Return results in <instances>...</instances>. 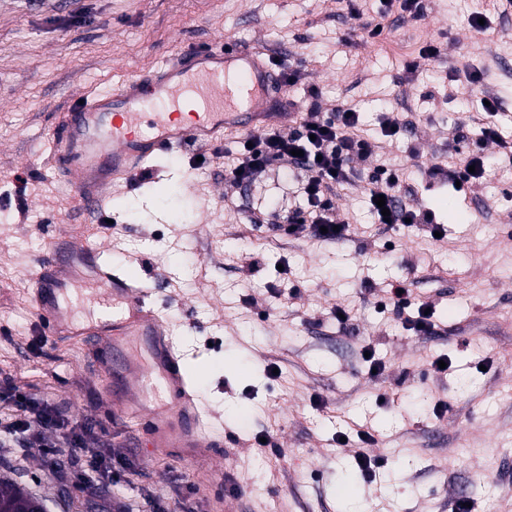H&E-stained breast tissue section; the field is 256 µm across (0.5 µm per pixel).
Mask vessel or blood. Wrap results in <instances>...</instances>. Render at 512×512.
I'll return each instance as SVG.
<instances>
[{
  "instance_id": "obj_1",
  "label": "vessel or blood",
  "mask_w": 512,
  "mask_h": 512,
  "mask_svg": "<svg viewBox=\"0 0 512 512\" xmlns=\"http://www.w3.org/2000/svg\"><path fill=\"white\" fill-rule=\"evenodd\" d=\"M278 77L261 49L195 47L155 69L136 72L104 94L72 101L46 134L45 164L73 190L76 208L99 213L108 189L132 181L156 157L219 148L226 127L255 133L286 122L276 109ZM83 268L99 312L77 325L63 305ZM31 312L48 336L89 346L110 378L125 417L149 425L152 447L193 458L221 452L223 442L200 406L185 356L143 277L112 268L104 247L73 235L55 237L31 273ZM143 338L152 367L136 372L118 337Z\"/></svg>"
}]
</instances>
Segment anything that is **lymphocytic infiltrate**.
Wrapping results in <instances>:
<instances>
[{
	"mask_svg": "<svg viewBox=\"0 0 512 512\" xmlns=\"http://www.w3.org/2000/svg\"><path fill=\"white\" fill-rule=\"evenodd\" d=\"M295 112L292 124L285 129L267 130L236 140L237 152L233 166L225 171L226 179L236 184L251 183L264 173L292 169L299 185L303 203L288 214L254 217V224H268L286 236H310L329 241L346 238L351 224L333 204L336 191L351 182L354 159L372 155L374 145L362 133L361 115L351 112L347 103L329 109L314 101L305 105L289 102ZM488 161L481 151L453 149L445 161L428 171L433 180L447 178L459 182L461 191L478 193L485 184ZM370 201L384 199L390 211L389 221L401 224L431 223L429 213L416 209L400 169L379 167L367 187ZM15 413L0 418V439L46 443L50 434H58V447L75 452H88L87 424L69 421L66 415L51 406L36 403L23 394H16Z\"/></svg>",
	"mask_w": 512,
	"mask_h": 512,
	"instance_id": "f902f5d3",
	"label": "lymphocytic infiltrate"
}]
</instances>
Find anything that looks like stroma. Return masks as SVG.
I'll list each match as a JSON object with an SVG mask.
<instances>
[{
    "instance_id": "1",
    "label": "stroma",
    "mask_w": 512,
    "mask_h": 512,
    "mask_svg": "<svg viewBox=\"0 0 512 512\" xmlns=\"http://www.w3.org/2000/svg\"><path fill=\"white\" fill-rule=\"evenodd\" d=\"M425 5L417 24L381 17L379 0H361L357 17L338 0H0V382L107 431L95 462L7 443L0 477L44 499L48 512H124L147 501L187 512H453L460 501L472 512H512V155L480 143L470 121L481 91L494 94L495 123L512 143V15H493L489 0ZM478 12L492 25L480 36L469 25ZM367 23L384 24V37L364 40ZM223 38L299 68L287 98L314 91L322 107L354 105L376 149L354 160L357 176L336 196L354 230L335 243L257 230L253 210L297 204L292 175L234 186L224 155L210 150L201 166L162 157L110 194L112 264L155 288L195 351L185 370L199 402L229 443L223 455L184 462L150 447L147 425L113 406L86 346L52 342L27 302L49 244L42 226L99 225L70 206L69 187L44 166V129L76 95L109 91L131 70ZM431 41L441 52L427 59ZM407 114L410 128L383 136L384 118ZM459 126L492 161L476 197L427 175ZM382 164L404 171L443 240L375 223L365 187ZM247 255L256 261L249 274L240 270ZM397 280L431 304L434 333L377 308ZM338 306L352 311L346 323L331 315ZM437 358L447 373L434 371ZM359 429L373 442L359 441ZM340 432L351 436L346 445ZM358 453L377 463L375 480L357 467Z\"/></svg>"
}]
</instances>
